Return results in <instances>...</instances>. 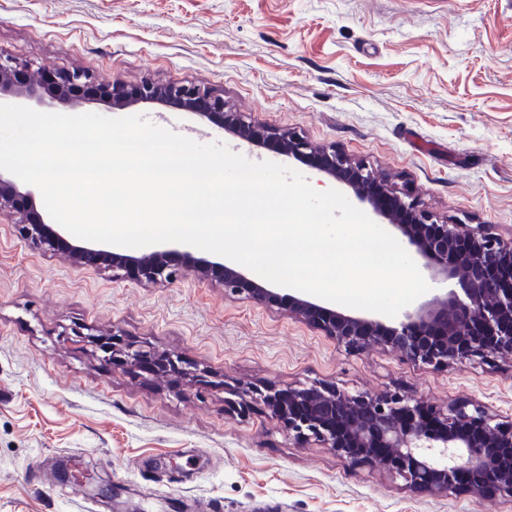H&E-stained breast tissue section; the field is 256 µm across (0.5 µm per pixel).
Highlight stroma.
<instances>
[{"label":"stroma","mask_w":512,"mask_h":512,"mask_svg":"<svg viewBox=\"0 0 512 512\" xmlns=\"http://www.w3.org/2000/svg\"><path fill=\"white\" fill-rule=\"evenodd\" d=\"M0 52L101 83L211 88L246 120L408 187L438 221L512 238V0H0ZM81 110L139 114L293 168L317 190L346 189L175 107ZM114 329L178 355L188 375L104 362L96 340ZM310 381L437 406L472 398L512 417V367L436 371L387 349L350 354L287 311L192 275L116 280L99 259L31 248L0 213V512H512L486 495L413 490L289 440L264 412L224 408L227 382ZM101 477L113 499L94 495ZM74 481L76 493H56Z\"/></svg>","instance_id":"stroma-1"}]
</instances>
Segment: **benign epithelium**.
<instances>
[{
  "instance_id": "1",
  "label": "benign epithelium",
  "mask_w": 512,
  "mask_h": 512,
  "mask_svg": "<svg viewBox=\"0 0 512 512\" xmlns=\"http://www.w3.org/2000/svg\"><path fill=\"white\" fill-rule=\"evenodd\" d=\"M33 101L39 106L65 103L76 109L97 99L125 108L142 102L181 107L252 147L284 156L304 157L311 167L346 183L357 198L386 219L434 280H458L391 324L370 314H346L313 302L300 293L262 284L233 264L196 257L177 248L139 256L107 253L69 241L63 228L48 224L34 209L32 195L0 174V211L14 215L19 237L30 247L68 252L79 264L105 257L115 280L135 271L139 281L170 285L185 275L224 287L269 308H286L305 324L331 337L350 353L372 347L399 352L408 362L433 370L512 362V284L501 270L512 268V239L505 241L482 224H440L418 209L410 194L399 195L388 180L335 148H314L303 137L246 121L226 110L224 97L193 84L97 85L84 71L55 74L45 84L33 77L32 64L0 53V97ZM471 254L456 264L459 243ZM104 360L130 372L148 363L160 377L183 374L180 358L131 345L117 332L99 341ZM228 409L248 417L261 406L288 438L330 449L351 466L381 465L411 488L437 494L490 493L512 501V419L504 420L476 400L430 404L415 394L351 393L335 385H224Z\"/></svg>"
}]
</instances>
